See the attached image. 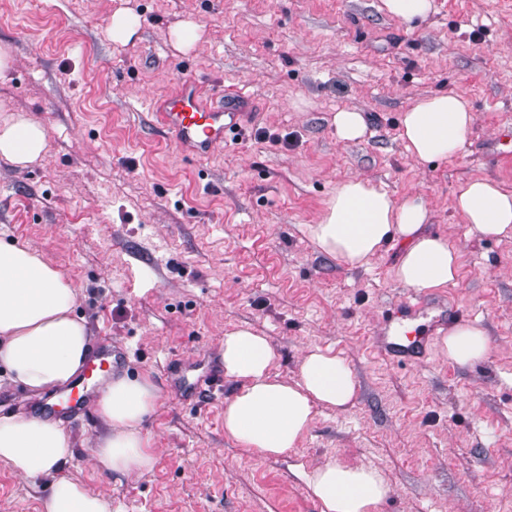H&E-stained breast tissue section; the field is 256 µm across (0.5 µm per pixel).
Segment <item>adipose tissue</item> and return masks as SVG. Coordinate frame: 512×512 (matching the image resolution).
Listing matches in <instances>:
<instances>
[{
  "label": "adipose tissue",
  "mask_w": 512,
  "mask_h": 512,
  "mask_svg": "<svg viewBox=\"0 0 512 512\" xmlns=\"http://www.w3.org/2000/svg\"><path fill=\"white\" fill-rule=\"evenodd\" d=\"M474 116L466 99L440 93L402 114L401 139L418 163L459 154ZM46 147L44 127L16 113L0 117V157L24 167ZM454 209L476 233L512 237V189L490 178L461 185ZM430 217L421 195L396 200L369 181L353 177L337 184L318 223L309 225L323 253L350 268H362L392 242L402 245L394 276L423 293L448 287L459 275V254L446 238L423 233ZM78 290L59 269L28 247L0 241V366L12 382L41 395L74 380L92 354L84 319L74 313ZM485 330L464 323L450 329L442 352L460 366L484 358ZM224 374L237 383L224 403V432L266 456L297 447L311 428L317 407L343 409L353 403L357 383L346 360L330 350H310L298 378L274 371L276 353L266 337L247 329L225 334ZM158 404L148 378L111 381L97 402L108 427L93 456L99 468L126 477L151 470L155 458L139 425ZM74 444L61 423L0 415V463L46 493L41 512H111L109 501L66 473ZM320 512H377L388 487L378 468L328 460L307 473Z\"/></svg>",
  "instance_id": "obj_1"
}]
</instances>
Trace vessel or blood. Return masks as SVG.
I'll use <instances>...</instances> for the list:
<instances>
[{
    "label": "vessel or blood",
    "mask_w": 512,
    "mask_h": 512,
    "mask_svg": "<svg viewBox=\"0 0 512 512\" xmlns=\"http://www.w3.org/2000/svg\"><path fill=\"white\" fill-rule=\"evenodd\" d=\"M251 100L248 91H216L207 93L192 78L183 79L158 105L157 117L162 128L181 149L202 157L223 147L226 132L239 128L245 108ZM434 328L413 338L399 341L389 334L378 336L376 342L386 356L417 361L426 357ZM112 348L90 359L81 377L66 391V411H88L96 395L94 384L109 378L114 368Z\"/></svg>",
    "instance_id": "1"
}]
</instances>
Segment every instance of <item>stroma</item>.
Segmentation results:
<instances>
[{
    "label": "stroma",
    "mask_w": 512,
    "mask_h": 512,
    "mask_svg": "<svg viewBox=\"0 0 512 512\" xmlns=\"http://www.w3.org/2000/svg\"><path fill=\"white\" fill-rule=\"evenodd\" d=\"M133 9L140 36L113 44L112 13ZM203 36L187 53L169 29ZM12 68L0 112L47 133L43 159L0 158V240L26 245L78 287L92 344L122 348L115 376L148 378L159 405L140 425L156 463L131 478L91 460L106 426L66 422L68 471L112 512H320L305 475L335 459L371 465L389 492L378 512H512V239L484 237L453 207L459 185L512 187V0H433L412 24L382 0H0ZM190 76L247 88L253 104L223 149L199 160L165 135L155 99ZM455 91L474 124L454 158L417 164L400 119L421 98ZM363 114L355 142L333 116ZM369 180L393 198L423 194L424 230L460 254L454 284L425 293L456 303L489 338L461 367L432 342L419 363L373 349L384 313L412 297L394 277L400 246L364 268L320 251L317 223L337 182ZM267 337L294 380L312 348L343 355L357 381L344 410L318 408L296 448L260 455L224 434L225 333ZM39 485L0 464V512H40ZM202 30L192 21L176 24L170 29V39L174 48L180 52H189L200 41Z\"/></svg>",
    "instance_id": "1"
}]
</instances>
